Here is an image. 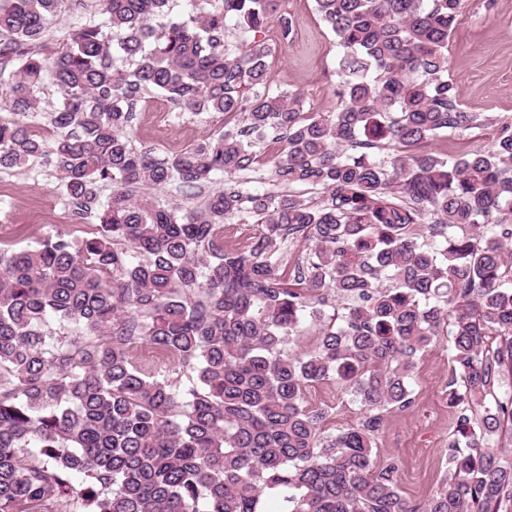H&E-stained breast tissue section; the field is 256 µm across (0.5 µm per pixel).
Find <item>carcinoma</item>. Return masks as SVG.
Here are the masks:
<instances>
[{"instance_id":"1","label":"carcinoma","mask_w":512,"mask_h":512,"mask_svg":"<svg viewBox=\"0 0 512 512\" xmlns=\"http://www.w3.org/2000/svg\"><path fill=\"white\" fill-rule=\"evenodd\" d=\"M65 2L0 0L17 116L0 119V172L52 165L95 227L0 247V512H512V128L487 151L434 148L485 123L448 76L465 0H314L341 49L327 112L271 87L273 0L183 22L169 0H99L101 21L52 44ZM231 25L253 33L239 53ZM154 99L227 129L159 159L127 135ZM262 155L288 190L221 181ZM172 184L201 201L156 205ZM243 213L258 229L224 244ZM288 243L304 252L291 268ZM336 299L314 346L288 353ZM441 336L448 473L410 501L373 448ZM138 344L193 383L143 370ZM338 380L361 408L336 430L305 393Z\"/></svg>"}]
</instances>
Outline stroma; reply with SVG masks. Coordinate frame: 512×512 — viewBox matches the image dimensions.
I'll use <instances>...</instances> for the list:
<instances>
[{
  "instance_id": "obj_1",
  "label": "stroma",
  "mask_w": 512,
  "mask_h": 512,
  "mask_svg": "<svg viewBox=\"0 0 512 512\" xmlns=\"http://www.w3.org/2000/svg\"><path fill=\"white\" fill-rule=\"evenodd\" d=\"M97 0H68L64 13L52 20L47 35L65 42L75 26L98 18ZM294 26L291 45L280 42L281 21ZM265 36L273 54L269 60L273 88L301 95L308 112L330 110L338 82L340 48L334 35L314 10L313 0H278L267 18ZM448 73L457 85L464 108L487 115L488 124L454 137H444L435 147L442 153L487 150L502 126L512 125V0H467L448 40ZM170 123L179 136L159 141L151 106L137 105L128 130L136 147L154 148L164 157L211 135L219 118L169 110ZM64 199L51 167L0 173V214L8 230L0 241L23 248L54 230L81 237L84 224L59 223ZM448 380V342L440 340L419 360L415 370V403L407 411L389 414L376 443V459L399 464V488L403 497L420 500L437 490L446 468L445 448L452 432V416L444 395ZM314 408H331L337 426L353 423L359 404L345 386L323 384L308 389Z\"/></svg>"
}]
</instances>
